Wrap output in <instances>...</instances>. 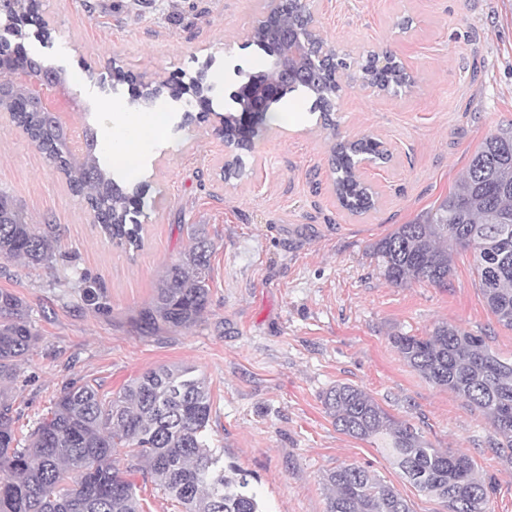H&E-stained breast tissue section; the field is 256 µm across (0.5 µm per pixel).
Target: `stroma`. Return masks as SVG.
Instances as JSON below:
<instances>
[{"label": "stroma", "instance_id": "1", "mask_svg": "<svg viewBox=\"0 0 512 512\" xmlns=\"http://www.w3.org/2000/svg\"><path fill=\"white\" fill-rule=\"evenodd\" d=\"M36 3L32 22L1 29L0 38L65 72L82 105L61 120L75 155L84 152L85 129L104 132L101 104L132 99L128 85L113 81L116 65L155 86L174 75L203 77L213 117L183 124L188 99L161 93L156 144L136 179L144 205L136 216L142 245L133 251L102 233L64 174L0 116V193L36 224L53 225L57 239L48 264L0 257V290L26 302L38 334L13 388L16 437L66 382L114 397L147 370L189 365L211 391V447L252 475L264 512H325L323 477L344 463L392 484L413 512H446L375 445L337 431L323 398L349 384L409 420L432 447L468 454L494 486L489 512H512V465L495 454L483 412L428 383L392 343L447 321L512 358V329L486 306L471 252L454 253L443 286L392 285L373 255L380 239L448 196L488 134L512 124V0H313L329 43L356 62L393 55L415 85L386 97L343 81L331 131L310 95L288 93L271 109L291 113L290 122L264 126L242 155L243 176L230 181L217 118L239 71L267 61L248 33L274 0ZM365 135L392 158L362 169L377 201L359 215L336 197L329 148ZM198 228L213 246L203 321L141 326L167 264ZM86 278L101 285L102 306L83 301Z\"/></svg>", "mask_w": 512, "mask_h": 512}]
</instances>
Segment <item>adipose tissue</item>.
I'll return each instance as SVG.
<instances>
[{
	"mask_svg": "<svg viewBox=\"0 0 512 512\" xmlns=\"http://www.w3.org/2000/svg\"><path fill=\"white\" fill-rule=\"evenodd\" d=\"M103 115L108 123L103 151L111 155L113 164L122 167L130 177H137L140 156L154 137L151 118L128 113L116 104L105 106Z\"/></svg>",
	"mask_w": 512,
	"mask_h": 512,
	"instance_id": "ef3b65f1",
	"label": "adipose tissue"
}]
</instances>
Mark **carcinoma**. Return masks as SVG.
Instances as JSON below:
<instances>
[{
    "label": "carcinoma",
    "mask_w": 512,
    "mask_h": 512,
    "mask_svg": "<svg viewBox=\"0 0 512 512\" xmlns=\"http://www.w3.org/2000/svg\"><path fill=\"white\" fill-rule=\"evenodd\" d=\"M31 0H0V17L30 13ZM301 0L278 4V22L256 45L270 54L285 29L302 28ZM278 79L269 67L248 76L255 90ZM353 81L373 85L406 83L394 67L371 55ZM327 67L311 72L302 88L331 112L338 94ZM24 131L48 164L67 173L72 191L84 199L111 240L141 247L142 225L130 204L138 186L100 162L92 150L75 162L39 112L21 113ZM374 137L336 142L332 166L343 207L362 213L374 206L358 181L355 151L370 150ZM56 237L0 194V256L29 264L52 261ZM470 251L481 294L490 313L512 329V129L489 134L465 174L437 208L417 222L400 224L373 246L385 279L442 284L457 248ZM211 243L196 232L181 256L167 266L152 305L141 320L170 328L196 325L204 316L210 287L205 275ZM37 334L25 302L0 290V512H140L129 470L142 466L156 485L185 512H263L249 474L224 465L205 432L212 401L206 379L188 366H161L132 380L115 398L84 382L65 384L46 416L25 441L13 428L10 384ZM404 361L433 385L479 408L489 420L495 452L512 464V360L502 358L477 336L443 322L426 337L394 336ZM324 406L336 429L381 448L418 491L436 497L447 512H486L492 487L467 454L432 447L421 432L398 419L364 390L338 384ZM127 461L120 467L121 461ZM326 512H412L393 486L355 464H342L324 477Z\"/></svg>",
    "instance_id": "cac0c4a2"
}]
</instances>
